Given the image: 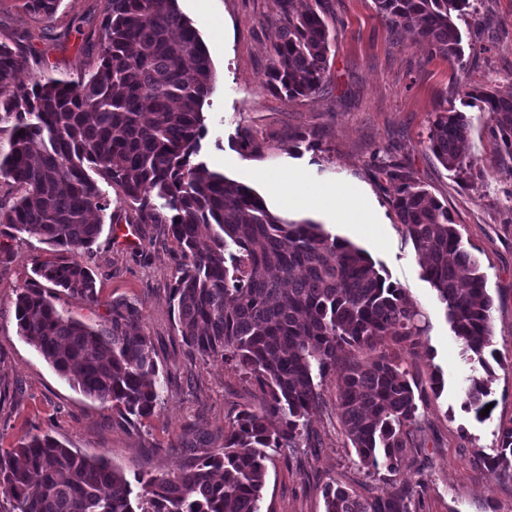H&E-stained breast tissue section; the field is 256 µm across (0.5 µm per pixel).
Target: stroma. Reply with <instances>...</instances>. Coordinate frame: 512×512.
<instances>
[{
    "label": "stroma",
    "instance_id": "1",
    "mask_svg": "<svg viewBox=\"0 0 512 512\" xmlns=\"http://www.w3.org/2000/svg\"><path fill=\"white\" fill-rule=\"evenodd\" d=\"M105 0H60L56 13H30L24 0H0V41L28 59L19 78L76 77L98 61ZM323 17L336 39L326 82L310 98L282 100L264 86L275 29L274 0H178L210 54L214 89L204 112L207 133L200 158L212 169L256 189L276 215L321 224L370 256L387 281L405 288L427 325L424 345L402 360L417 381L440 369L445 389L420 404L414 446L398 480L424 485L420 512H512V478L485 466L478 454L498 450V425L512 420V177L488 113L467 109L473 173L454 176L425 144L429 122L444 99L487 82L512 92V0H474L458 19L464 56L430 54L407 29L392 31L374 0H323ZM253 129L260 149L242 155L234 138ZM399 163L410 179L447 206L464 245L480 260L493 299V347L499 359L487 375L492 407L486 418L461 408L473 373L431 285L421 276L411 239L389 203L383 172ZM300 175L315 188L343 183L361 196L371 229L345 214L346 199L330 210L285 203L271 181ZM112 219L82 260L95 274L98 304L57 291L59 311L92 326L107 324L113 300L134 302L159 368L162 404L153 417L126 421L111 403L86 397L59 376L17 333L16 294L35 261L52 249L34 238L12 244L0 264V453L29 433L43 432L67 447L103 457L128 479L176 473L191 454L224 444V423L256 405L258 391L243 373L204 358L183 343L168 302L180 248L158 224H134L121 191L105 186ZM309 418V444L271 454L261 512H324L322 491L337 480L361 493L379 492L389 475L368 474L336 414V378L320 387Z\"/></svg>",
    "mask_w": 512,
    "mask_h": 512
}]
</instances>
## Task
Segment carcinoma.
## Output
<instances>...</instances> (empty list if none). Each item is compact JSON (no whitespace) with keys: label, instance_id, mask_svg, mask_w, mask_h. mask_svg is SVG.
I'll return each instance as SVG.
<instances>
[{"label":"carcinoma","instance_id":"cac0c4a2","mask_svg":"<svg viewBox=\"0 0 512 512\" xmlns=\"http://www.w3.org/2000/svg\"><path fill=\"white\" fill-rule=\"evenodd\" d=\"M60 0H25L53 14ZM394 31L411 28L430 52L463 55L454 16L470 0H374ZM276 29L266 88L284 100L323 88L330 45L319 0L306 9L275 0ZM99 64L76 79L48 77L29 85L18 74L26 57L0 42V264L8 241L34 237L61 254L35 263L15 300L19 335L86 396L112 403L128 419L152 416L160 403L154 350L138 328L140 312L112 301L109 324L95 329L60 312L49 286L98 303L96 279L82 261L110 206L98 184L122 192L137 224H163L182 262L170 290L182 341L202 357H219L257 386L259 405L224 423V447L179 473L136 478L102 458L66 447L48 433L28 434L0 455V512H261L269 451L300 448L321 393L315 380L336 374V410L360 464L397 474L412 444L418 401L439 395L441 372L423 386L409 378L396 345L411 353L427 327L405 290L389 282L349 241L322 225L273 214L251 187L196 159L205 134L203 107L214 71L195 26L177 0H106ZM461 105L490 113L498 146L512 159V94L467 88ZM470 122L440 105L426 134L428 149L455 175L475 167L463 153ZM245 155L259 151L253 131L237 133ZM98 178H93V175ZM390 203L436 291L469 360L489 370L493 301L478 259L461 243L448 207L412 182L401 166L386 171ZM171 212L167 217L160 209ZM462 408L481 417L490 395L469 378ZM499 452L480 461L512 474V420L499 426ZM424 486L389 480L363 495L331 481L325 512H418Z\"/></svg>","mask_w":512,"mask_h":512}]
</instances>
